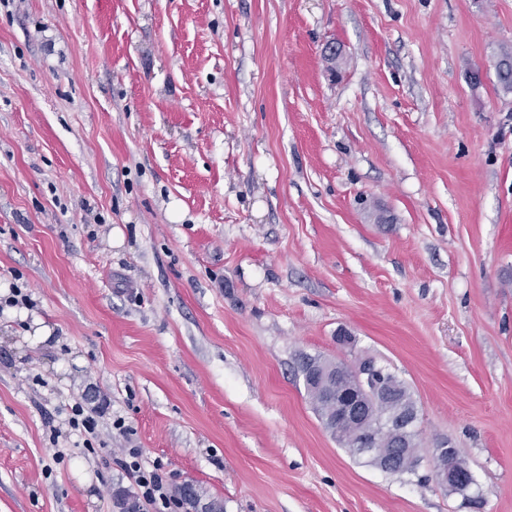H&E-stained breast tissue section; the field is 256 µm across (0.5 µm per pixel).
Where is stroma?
<instances>
[{
    "mask_svg": "<svg viewBox=\"0 0 512 512\" xmlns=\"http://www.w3.org/2000/svg\"><path fill=\"white\" fill-rule=\"evenodd\" d=\"M505 53L512 0H0V512H119L115 448L224 512H512ZM302 353L408 384L415 472L332 438ZM85 404L84 398H82ZM82 402H75L71 406L72 416L68 420V425L73 431H78L80 436L96 435V429L98 422L96 417L98 416L99 410L96 407H84ZM451 444L445 441L434 448L432 457L434 458V475L438 484L448 493H465L469 496L473 483L470 478V472L464 469L458 463L456 457L452 454Z\"/></svg>",
    "mask_w": 512,
    "mask_h": 512,
    "instance_id": "obj_1",
    "label": "stroma"
}]
</instances>
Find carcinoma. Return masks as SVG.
<instances>
[{
	"instance_id": "cac0c4a2",
	"label": "carcinoma",
	"mask_w": 512,
	"mask_h": 512,
	"mask_svg": "<svg viewBox=\"0 0 512 512\" xmlns=\"http://www.w3.org/2000/svg\"><path fill=\"white\" fill-rule=\"evenodd\" d=\"M498 82L502 89L512 91V55L506 54L502 56L496 65ZM323 358L319 355H304L298 363V371L304 376L303 382L305 390L314 411L320 421L324 422L328 419L336 417V391L343 388L347 383L344 378H336L330 376L320 383H311L306 379L307 372L312 366L319 364ZM390 381L393 384V391L388 401L381 404L377 413L367 416L360 425L361 431L364 433L380 432L383 434L382 448L400 456L399 472H412L419 464V457L415 455V449L402 448L400 444L402 439L400 436L391 433H384L385 424L396 423V421L405 413L411 410H419L417 401L409 390L405 382L396 375H391ZM339 445L346 448L348 453L354 458H362L360 448L355 446L357 437L350 433L349 429L340 426V434L335 436Z\"/></svg>"
}]
</instances>
